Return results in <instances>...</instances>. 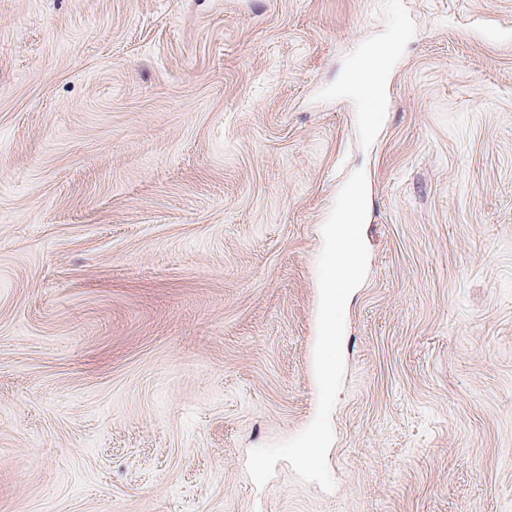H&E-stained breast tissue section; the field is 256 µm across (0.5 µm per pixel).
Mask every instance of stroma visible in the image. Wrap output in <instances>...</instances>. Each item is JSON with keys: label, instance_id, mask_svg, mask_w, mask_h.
I'll list each match as a JSON object with an SVG mask.
<instances>
[{"label": "stroma", "instance_id": "stroma-1", "mask_svg": "<svg viewBox=\"0 0 512 512\" xmlns=\"http://www.w3.org/2000/svg\"><path fill=\"white\" fill-rule=\"evenodd\" d=\"M359 169L335 486L259 487ZM0 512H512V0H0Z\"/></svg>", "mask_w": 512, "mask_h": 512}]
</instances>
